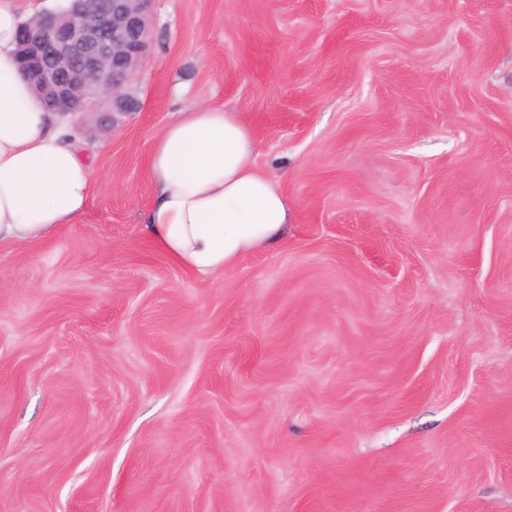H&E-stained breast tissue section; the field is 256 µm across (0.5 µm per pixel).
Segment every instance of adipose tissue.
Instances as JSON below:
<instances>
[{"label": "adipose tissue", "instance_id": "ef3b65f1", "mask_svg": "<svg viewBox=\"0 0 512 512\" xmlns=\"http://www.w3.org/2000/svg\"><path fill=\"white\" fill-rule=\"evenodd\" d=\"M22 0H0V242L48 234L84 211L93 169L65 118L49 112L15 53ZM238 113L191 107L156 137L146 224L170 259L201 277L283 235L288 198L255 161Z\"/></svg>", "mask_w": 512, "mask_h": 512}]
</instances>
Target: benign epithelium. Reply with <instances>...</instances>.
Segmentation results:
<instances>
[{
	"label": "benign epithelium",
	"mask_w": 512,
	"mask_h": 512,
	"mask_svg": "<svg viewBox=\"0 0 512 512\" xmlns=\"http://www.w3.org/2000/svg\"><path fill=\"white\" fill-rule=\"evenodd\" d=\"M152 0H70L68 13L43 10L23 27L20 64L47 109L63 115L109 103L111 122L136 110L130 77L150 47Z\"/></svg>",
	"instance_id": "benign-epithelium-1"
}]
</instances>
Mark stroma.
Masks as SVG:
<instances>
[{
    "mask_svg": "<svg viewBox=\"0 0 512 512\" xmlns=\"http://www.w3.org/2000/svg\"><path fill=\"white\" fill-rule=\"evenodd\" d=\"M86 209L0 243V512H512V0H154ZM239 112L284 236L207 279L147 158Z\"/></svg>",
    "mask_w": 512,
    "mask_h": 512,
    "instance_id": "stroma-1",
    "label": "stroma"
}]
</instances>
